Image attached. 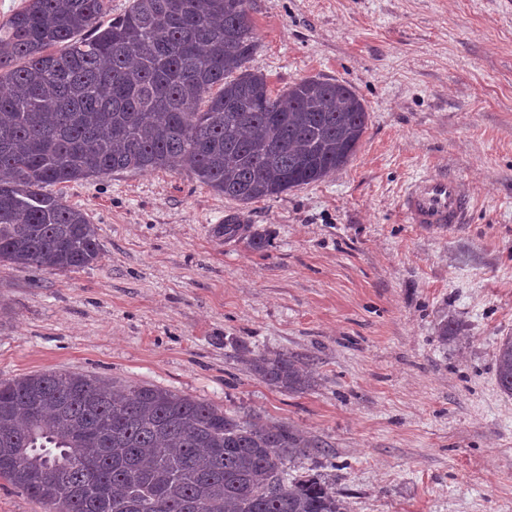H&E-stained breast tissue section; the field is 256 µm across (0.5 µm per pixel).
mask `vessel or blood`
Segmentation results:
<instances>
[{"label":"vessel or blood","mask_w":512,"mask_h":512,"mask_svg":"<svg viewBox=\"0 0 512 512\" xmlns=\"http://www.w3.org/2000/svg\"><path fill=\"white\" fill-rule=\"evenodd\" d=\"M469 208L454 179L441 175L420 177L400 200L408 223L432 230H447L463 223Z\"/></svg>","instance_id":"obj_1"}]
</instances>
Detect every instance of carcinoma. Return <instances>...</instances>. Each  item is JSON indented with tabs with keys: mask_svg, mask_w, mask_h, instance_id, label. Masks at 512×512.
I'll return each instance as SVG.
<instances>
[{
	"mask_svg": "<svg viewBox=\"0 0 512 512\" xmlns=\"http://www.w3.org/2000/svg\"><path fill=\"white\" fill-rule=\"evenodd\" d=\"M27 0L0 25V263L72 271L99 259L87 215L46 191L174 165L242 205L316 183L356 155L368 112L347 84L311 77L272 94L248 62L252 0ZM288 393L307 363L257 354ZM512 396V336L495 353ZM29 459L0 477L46 512H342L336 484L291 475L319 453L286 423L241 417L170 390L112 395L66 372L0 382V448Z\"/></svg>",
	"mask_w": 512,
	"mask_h": 512,
	"instance_id": "carcinoma-1",
	"label": "carcinoma"
}]
</instances>
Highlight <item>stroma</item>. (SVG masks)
<instances>
[{"label":"stroma","mask_w":512,"mask_h":512,"mask_svg":"<svg viewBox=\"0 0 512 512\" xmlns=\"http://www.w3.org/2000/svg\"><path fill=\"white\" fill-rule=\"evenodd\" d=\"M252 18L249 67L272 91L318 77L364 101L356 156L246 206L181 169L61 188L101 257L0 264V381L66 371L288 423L323 448L291 472L335 480L345 512H512L495 379L512 336V0H255ZM427 174L456 179L463 224L406 222L400 196ZM233 214L247 232L225 234ZM247 349L302 357L317 386L256 379Z\"/></svg>","instance_id":"obj_1"}]
</instances>
